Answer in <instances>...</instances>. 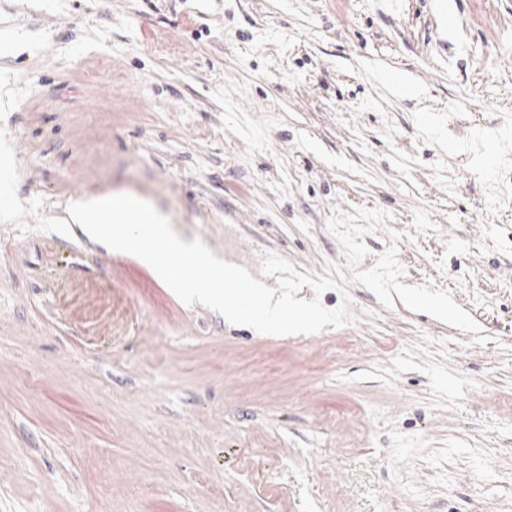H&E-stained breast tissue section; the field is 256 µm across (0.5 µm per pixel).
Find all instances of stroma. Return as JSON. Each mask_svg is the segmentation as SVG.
I'll return each mask as SVG.
<instances>
[{"mask_svg": "<svg viewBox=\"0 0 512 512\" xmlns=\"http://www.w3.org/2000/svg\"><path fill=\"white\" fill-rule=\"evenodd\" d=\"M0 68L43 215L132 194L255 276L378 207L482 327L351 283L355 323L262 335L0 225V512H512V0H0Z\"/></svg>", "mask_w": 512, "mask_h": 512, "instance_id": "35a3bbf8", "label": "stroma"}]
</instances>
